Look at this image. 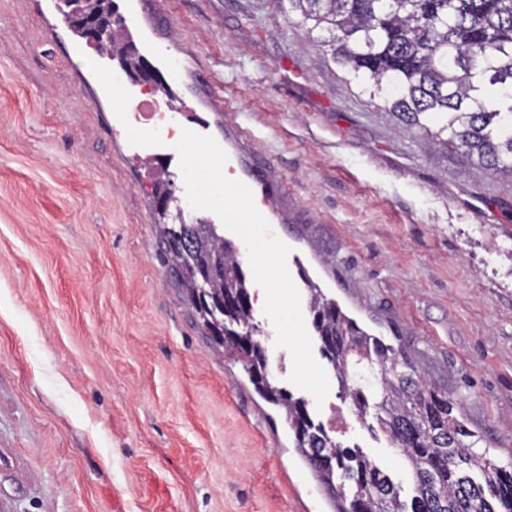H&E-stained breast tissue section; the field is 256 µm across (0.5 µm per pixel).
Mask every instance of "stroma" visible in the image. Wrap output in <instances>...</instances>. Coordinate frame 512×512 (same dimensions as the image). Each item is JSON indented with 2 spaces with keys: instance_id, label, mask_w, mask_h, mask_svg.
Wrapping results in <instances>:
<instances>
[{
  "instance_id": "35a3bbf8",
  "label": "stroma",
  "mask_w": 512,
  "mask_h": 512,
  "mask_svg": "<svg viewBox=\"0 0 512 512\" xmlns=\"http://www.w3.org/2000/svg\"><path fill=\"white\" fill-rule=\"evenodd\" d=\"M139 49L181 66L170 94L216 140L269 163L309 274L403 345L512 461V181L402 128L279 0H116ZM62 0H0V512H333L282 409L193 325L158 244L153 184L133 157ZM269 367L287 386L254 288ZM314 421L360 447L404 498L412 476L338 386Z\"/></svg>"
}]
</instances>
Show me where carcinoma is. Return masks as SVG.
<instances>
[{
    "label": "carcinoma",
    "instance_id": "cac0c4a2",
    "mask_svg": "<svg viewBox=\"0 0 512 512\" xmlns=\"http://www.w3.org/2000/svg\"><path fill=\"white\" fill-rule=\"evenodd\" d=\"M314 44L329 48L372 98L403 126L428 135L501 177L512 179V0H280ZM116 17L112 52L129 68L142 59L122 37L114 0H88ZM160 241L206 343L242 365L255 392L285 410L294 448L332 500L335 512H512V465L477 451L480 442L459 400L415 368L404 349L367 332L321 288L308 282L318 336L346 344L325 355L341 396L370 430L399 449L412 471L408 501L389 474L359 447H344L314 423L307 402L275 384L256 338L252 285L234 244L208 221L159 225ZM376 368L379 390L355 382V367Z\"/></svg>",
    "mask_w": 512,
    "mask_h": 512
}]
</instances>
